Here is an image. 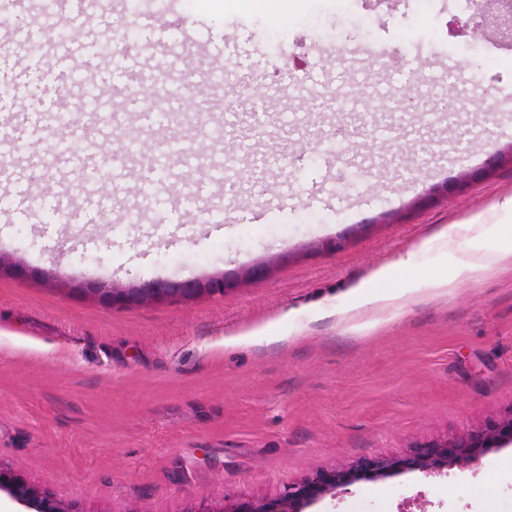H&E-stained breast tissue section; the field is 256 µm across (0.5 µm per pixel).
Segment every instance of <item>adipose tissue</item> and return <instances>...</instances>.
<instances>
[{
  "mask_svg": "<svg viewBox=\"0 0 512 512\" xmlns=\"http://www.w3.org/2000/svg\"><path fill=\"white\" fill-rule=\"evenodd\" d=\"M512 214V196L503 198L494 205L492 212H482L471 218L470 223L476 226L478 233L472 238H460L457 227L448 230L449 241L458 242L460 249L466 251L467 257L458 267V274L467 279H475L477 276L493 271L503 258L486 249L484 243L491 238L496 230L497 213Z\"/></svg>",
  "mask_w": 512,
  "mask_h": 512,
  "instance_id": "obj_1",
  "label": "adipose tissue"
}]
</instances>
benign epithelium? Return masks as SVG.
<instances>
[{"instance_id":"1","label":"benign epithelium","mask_w":512,"mask_h":512,"mask_svg":"<svg viewBox=\"0 0 512 512\" xmlns=\"http://www.w3.org/2000/svg\"><path fill=\"white\" fill-rule=\"evenodd\" d=\"M269 270L270 265L262 262L242 270L225 271L189 280L157 278L126 287L91 281L74 285V290L86 293L110 307L182 301L201 296H222L241 283L265 276ZM3 273L22 279H53V274L49 271L33 268L20 261H10L0 253V275ZM511 441L512 413L491 420L483 427L462 436L416 446L399 457L365 458L345 468L318 471L308 479L288 485L279 494L268 499H243L229 507L220 508L202 502L199 507L191 508L187 512H304L309 505L327 495H336L337 489L362 477L380 479L395 473L416 470L435 475L452 465H476L485 453ZM2 491L33 512H77L49 494L39 491L0 464V492Z\"/></svg>"}]
</instances>
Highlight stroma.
<instances>
[{"label":"stroma","instance_id":"stroma-1","mask_svg":"<svg viewBox=\"0 0 512 512\" xmlns=\"http://www.w3.org/2000/svg\"><path fill=\"white\" fill-rule=\"evenodd\" d=\"M128 3L86 0L69 50L46 40L38 55L11 40L12 18H0V84L16 91L0 110L26 128L33 149L56 150V114L33 104L53 98L42 58L58 57L65 72L105 41L90 71L103 90L100 126L112 130L118 112L147 134L148 84L160 75L175 84L214 64L271 94L265 121L221 109L209 116L236 137L254 128L270 176L253 179L237 156L211 145L231 181L203 183L208 207L224 215L211 224L167 187L142 201L130 167L106 166V211L98 182L58 168L53 199L71 222L39 210L36 182L25 197L0 185L17 213L0 217V251L60 279L123 285L234 270L287 249L295 258L221 296L122 308L0 277V465L75 512H189L202 501L271 497L317 470L399 456L512 412V264L475 284L457 281L464 254L446 239L450 226L512 193L506 160L463 180L489 154L512 149V39L480 40L466 25V0H413L409 11L380 0H288L276 18L256 0H155L176 9L150 27L131 25ZM186 27L212 54L179 51ZM232 33L267 55L251 67L225 60ZM380 53L383 83L364 82L362 110L398 107L414 71L447 88L467 142L436 161L433 144L448 127L412 133L388 116L354 139L397 158L395 169L351 179L350 156L327 155L320 142L340 125L326 102ZM453 65L482 75L492 101L448 87ZM313 69L321 85L292 84L291 73ZM283 182L294 195L288 205L273 201ZM459 182L463 191L429 199L433 187ZM243 207L255 222H236ZM343 232L341 249H319ZM383 269L405 289L402 307L368 304ZM436 275L456 287L430 288ZM419 494L431 512H512V445L442 475L363 478L305 512H398Z\"/></svg>","mask_w":512,"mask_h":512}]
</instances>
